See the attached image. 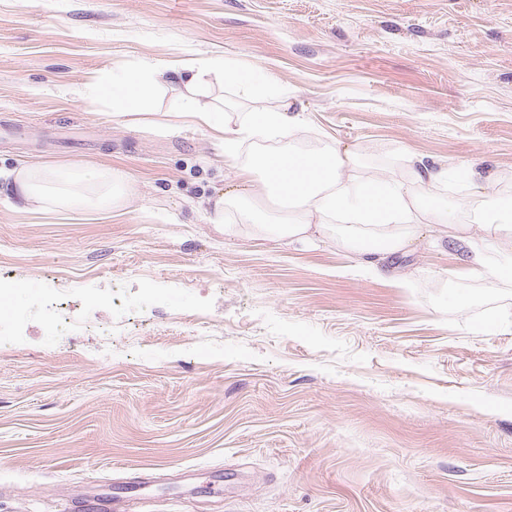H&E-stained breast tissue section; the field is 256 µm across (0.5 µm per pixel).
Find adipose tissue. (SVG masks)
I'll return each instance as SVG.
<instances>
[{
    "label": "adipose tissue",
    "mask_w": 512,
    "mask_h": 512,
    "mask_svg": "<svg viewBox=\"0 0 512 512\" xmlns=\"http://www.w3.org/2000/svg\"><path fill=\"white\" fill-rule=\"evenodd\" d=\"M233 85L249 100L272 88L273 79L249 73L214 57L176 64L144 61L98 72L88 86L92 95L112 100V110L190 118L212 130L214 146L241 175L237 190L207 199L208 223L232 232L242 223L255 234L314 244L326 238L351 252L359 269L384 276L386 255L406 250L423 229L447 232L456 241L459 260L478 271L490 285L512 281V259L499 257L498 245L512 238V197L480 193L471 224H458L453 212L427 205L425 186L448 182L453 170L409 158L407 178L379 184L377 191L350 181L346 171L353 154L337 149L301 152L284 147L265 150L268 142L289 138L299 118L287 109L250 113L240 124L227 120L218 86ZM255 143L243 153L245 143ZM25 208L69 212L86 207L104 213L127 208L137 194L135 177L126 170L102 167H20L0 170ZM479 236H472L470 226Z\"/></svg>",
    "instance_id": "adipose-tissue-1"
}]
</instances>
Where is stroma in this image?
I'll return each instance as SVG.
<instances>
[{
    "instance_id": "35a3bbf8",
    "label": "stroma",
    "mask_w": 512,
    "mask_h": 512,
    "mask_svg": "<svg viewBox=\"0 0 512 512\" xmlns=\"http://www.w3.org/2000/svg\"><path fill=\"white\" fill-rule=\"evenodd\" d=\"M201 55L272 73L226 105L287 106L291 144L355 151V179L412 154L512 195V0H0V168L138 181L112 216L0 181V512L145 478L152 512H512V283L445 237L373 278L332 240L206 223L236 178L209 131L85 94ZM62 279L82 328L54 336Z\"/></svg>"
}]
</instances>
